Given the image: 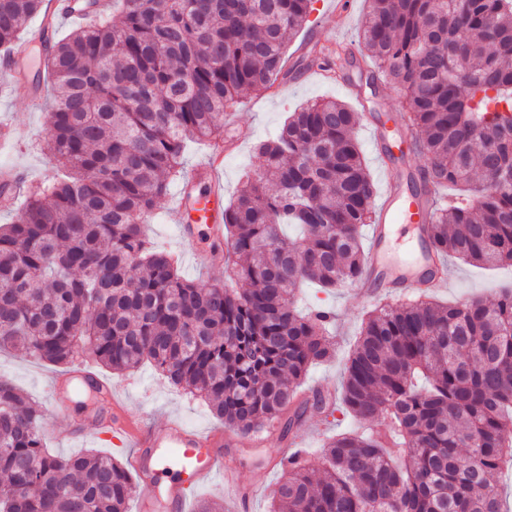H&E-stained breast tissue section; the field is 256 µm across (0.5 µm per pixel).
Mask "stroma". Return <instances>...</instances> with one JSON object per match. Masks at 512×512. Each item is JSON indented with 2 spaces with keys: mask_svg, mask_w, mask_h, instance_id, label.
Returning <instances> with one entry per match:
<instances>
[{
  "mask_svg": "<svg viewBox=\"0 0 512 512\" xmlns=\"http://www.w3.org/2000/svg\"><path fill=\"white\" fill-rule=\"evenodd\" d=\"M346 2L348 10L339 18L329 13V0H314L306 26L287 48L291 63L296 64L314 45L343 44L347 53L336 63L334 79L327 80L306 72L273 92L245 95L234 111L225 115V135L236 134L240 137L238 144L225 148L224 166L218 172L224 186L225 201L234 198L243 172L257 169L254 145L275 136L296 107L322 98L345 102L360 112L361 121L356 136L376 191H383L391 179L405 187L419 186L420 172L428 164L425 155L398 153L384 163L379 160L373 146V131L377 128L383 131L386 142L390 144L399 143L406 137V130L398 118L401 100L399 89L382 82L377 85L375 93L354 95L343 87L347 81L360 84L362 75L372 67L359 38L367 10L366 0ZM47 111V105L32 106L24 89L0 88V122L10 125L13 137L12 146L0 149V169H16L28 183L54 180L57 170L49 162L51 147L46 131ZM174 202V196L170 195L159 204L154 222L147 226L149 241L179 255V269L183 277L190 280L223 278V267L204 268L194 258L195 250L209 248L212 244L206 225H196L193 235L184 239L180 237L176 225L167 222L166 213ZM446 273L448 286L437 290L436 296L447 303H465L475 298L489 301L500 293L512 290L510 266L487 270L453 259L449 261ZM298 304L305 309H325L336 315V356L329 362L312 366L299 390L309 394L336 387L344 359L358 336L361 319L372 307L373 301L364 297L355 285L329 291L307 284L298 295ZM63 372L60 366L7 352L0 353V376L43 403L47 425L45 442L53 453L68 456L86 448H95L121 461H129L132 449L124 437L104 439L92 433L78 439L70 436L71 419L58 412L49 394L52 378ZM98 374L111 385L116 400L130 416L145 425L161 428L167 421L176 419L189 428L207 432L224 428L223 420L216 417L202 399L185 394L171 385L150 365L145 364L123 374L102 368ZM306 424V430L295 434L283 432L281 426H273L262 433L259 441L248 447L225 445V456L233 458L237 464L242 490L250 494L249 512H270L273 491L282 474L279 465L282 449L301 450L303 462L310 469H318L321 465L320 450L326 436L336 430L353 427L354 421L351 416L338 411L327 418L316 415L308 417Z\"/></svg>",
  "mask_w": 512,
  "mask_h": 512,
  "instance_id": "1",
  "label": "stroma"
}]
</instances>
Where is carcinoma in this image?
Masks as SVG:
<instances>
[{"mask_svg":"<svg viewBox=\"0 0 512 512\" xmlns=\"http://www.w3.org/2000/svg\"><path fill=\"white\" fill-rule=\"evenodd\" d=\"M371 82L400 89L423 174L429 249L512 265V0H368ZM44 0H0V51ZM311 0H117L112 15L52 45L47 133L68 176L30 186L0 224V351L124 373L150 362L204 398L240 436L342 407L370 432L342 433L319 476L280 459L273 512H509L512 291L443 305L426 292L376 305L336 398L295 384L335 355L330 312L302 313L297 286L357 283L375 190L355 138L359 113L322 99L256 146L259 166L224 207L222 280L193 281L146 239L186 142L224 133L249 93L293 78L286 48ZM464 186L465 204L435 200ZM298 224V241L282 237ZM40 406L0 379V512H127L128 466L45 450Z\"/></svg>","mask_w":512,"mask_h":512,"instance_id":"1","label":"carcinoma"}]
</instances>
